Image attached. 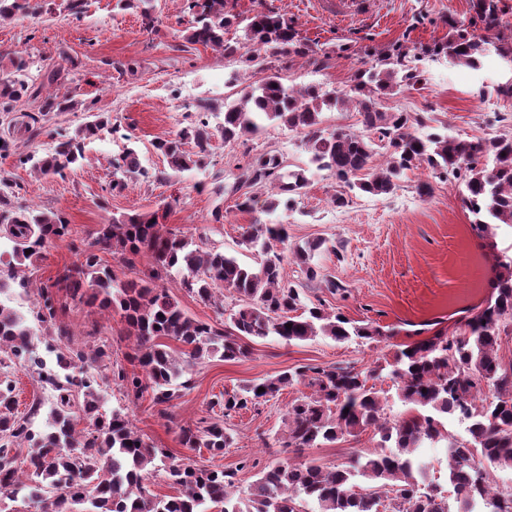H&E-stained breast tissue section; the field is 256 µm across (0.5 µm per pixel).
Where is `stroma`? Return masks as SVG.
Here are the masks:
<instances>
[{"instance_id": "stroma-1", "label": "stroma", "mask_w": 512, "mask_h": 512, "mask_svg": "<svg viewBox=\"0 0 512 512\" xmlns=\"http://www.w3.org/2000/svg\"><path fill=\"white\" fill-rule=\"evenodd\" d=\"M239 19L262 11L294 22L313 49L331 52L328 64L313 57L280 56L276 62L284 82L297 87L320 84L348 89L369 52L402 43L431 47L448 38L449 20L469 23L470 0H375L366 17L337 16L324 0H228ZM158 19L147 30L139 10L122 9L117 0H90L82 21L70 19L63 0H51L50 10L0 24V78L12 70L8 55L33 51L45 67H56L60 77L51 94L74 100H96L99 111L112 115L123 138L104 133L87 142L85 158L64 177H43L13 158L0 157V173L18 187L16 204L35 209L60 210L70 220L69 236L55 241L37 263L22 262L20 269L36 283L55 278L59 269L76 262L75 246L90 239L99 225L123 214L167 209L169 227L180 229L206 249L235 255L253 265L257 257L240 246L248 224L265 219L270 189L236 187L239 166L263 153L281 154L289 163L304 166L307 155L302 136L271 125L256 135L235 142L215 141L205 168L173 176L170 183L156 181L153 173L166 169L153 150L159 138L173 136L185 126L186 115L208 109L212 123L224 116L226 102L259 76L222 52L195 44L185 46L189 18L184 0H151ZM132 64L121 72L120 64ZM417 67L424 82L381 100L382 110L424 116L425 125L448 135L477 140L512 132V64L490 54L480 70L453 65L445 57H422ZM37 102L21 101L15 112L0 114V138L14 141L21 150L44 154L59 134L73 131L86 113H50L41 135L26 140L23 130ZM134 143L147 176H134L127 190L108 194L112 159L127 143ZM429 183L430 195H420V183ZM464 185L456 177H436L429 170L407 172L395 194L357 196L347 207L336 208L331 198L336 181L327 172L309 177V185L290 209L278 210L276 219L288 226V245L296 247L324 238L335 248L320 254L324 274L339 286L327 290L321 281H306L300 267L286 261L289 281L302 284L306 300L324 301L328 310L355 321L379 326L382 338L371 343H338L319 336L298 344L270 337L253 342L248 358H216L193 366L190 389L180 391L170 404L160 405L151 394L129 400L123 390L102 381L105 410L127 408L144 440L174 458H188L207 469L234 471L237 491H244L268 465L287 456L278 437L291 403L307 394L306 386L283 388L268 402L253 409L224 415L211 403L224 393L281 373L297 365L329 366L347 363L369 370L392 360L400 345L414 342L415 332L431 336L436 330L455 331L486 304L502 272L498 253H512V226L503 224L494 240L477 236L471 215L462 203ZM254 196L253 208H242L245 196ZM224 217L213 221L214 208ZM79 345L94 340L111 346L114 365L129 367L131 345L116 313L95 307L67 308L62 316ZM222 420L233 438L230 448L214 456L207 449L189 450L179 442L181 426L200 419ZM373 430L323 447L294 454V461L314 460L333 466L348 461L357 451L376 450Z\"/></svg>"}]
</instances>
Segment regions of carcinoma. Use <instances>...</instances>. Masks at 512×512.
<instances>
[{"instance_id":"carcinoma-1","label":"carcinoma","mask_w":512,"mask_h":512,"mask_svg":"<svg viewBox=\"0 0 512 512\" xmlns=\"http://www.w3.org/2000/svg\"><path fill=\"white\" fill-rule=\"evenodd\" d=\"M185 2L192 16L187 42L219 48L224 57L239 59L263 77L226 106L222 125L211 127L208 113L198 112L175 137L154 141L153 148L166 159L168 169L152 177L167 180L173 173L204 165L217 136L229 143L267 124H279L303 135L307 166L335 178L338 190L332 203L338 208L348 205L353 192L391 194L406 172L426 168L435 175L462 179L463 202L479 237L491 240L498 225L512 226L511 132L472 141L437 132L421 136L416 131L421 118L379 108L382 98L422 81L415 62L428 50L399 47L374 55L345 91L297 88L284 83L272 65V58L284 53H309L293 23L258 12L242 28V40L231 42L224 34L239 21L226 11V0ZM499 3L472 0L473 22L449 23L448 40L433 52L470 69L481 67L492 50L512 63V43L500 31ZM30 9L39 11L41 5L0 0V23ZM28 68V61L19 59L11 76L0 83V112L12 111L24 99L41 100L28 126L34 136L51 112L79 108L90 120L42 156L19 153L7 139L0 141V156L14 155L17 165H28L42 176H62L84 158L86 141L117 127L109 113L98 111L95 99L77 103L43 94L46 85L30 83ZM326 107L353 109L359 128H327ZM112 169V193L124 191L128 177L148 175L133 147L122 151ZM271 178L281 180L279 190L290 197L283 203L268 200L269 214L281 204L290 207L307 185L305 169L291 170L283 156L266 153L241 169L237 186L254 187ZM12 195V181L1 175L0 238L9 239L13 247L6 255L0 252V289L14 284L27 289L31 280L19 274L16 262L42 258L54 241L70 234V224L60 210L12 206ZM166 218L163 210L99 225L80 249L77 262L41 284L32 317L52 341L65 344L52 367H46L34 350L31 326L0 304V365L9 362L31 370L53 392L45 428L36 429L33 417L41 402L33 403L25 415L18 413L12 381L0 379L1 497L12 499L27 488L33 512H449L448 497L421 453L448 441V492L459 512H512V487L504 489L494 479L496 471L512 470V362L504 363L499 354L500 338L512 327V255H501L506 274L498 279L486 307L466 322L465 333L449 337L438 332L404 346L386 363L397 380V399L406 406L400 416H388L379 391L368 385L386 366L368 371L298 366L212 402L228 417L270 400L286 386L303 383L312 392L288 406L282 447L302 452L356 437L369 428L380 435V450L341 465L278 461L240 497L232 473L170 460L135 430L124 408L102 410L94 367L106 370L126 396L137 399L150 391L155 403L168 404L179 389L190 386L186 374L195 364L216 354L240 360L250 354L249 343L255 340L274 336L292 344L327 336L343 342L355 336L372 341L382 332L326 311L321 301H303L301 289L286 280L288 225L264 222L244 230L240 245L260 256L258 265L251 267L234 255L203 249L183 232L167 227ZM325 244L316 239L295 247L292 255L306 280L320 279L334 294L339 285L313 263ZM104 254L130 265L145 257L148 264L136 278L118 282L103 263ZM173 280L220 313L224 295L219 288L242 296V303L231 309L221 329L187 314L169 292ZM71 305L117 313L124 322V336L133 340L131 363L139 370L113 369L104 343L88 350L68 345L71 332L59 314ZM288 324L292 328H286ZM171 341L181 345L179 353L171 349ZM260 387L264 391H258ZM450 415L466 424L467 437L458 439L448 431L445 419ZM81 422L84 427L79 430ZM180 443L220 455L230 447L231 438L223 425L203 418L193 428H180ZM22 445L28 455L18 466L13 451ZM151 468L165 472L174 494L150 493L145 481Z\"/></svg>"}]
</instances>
